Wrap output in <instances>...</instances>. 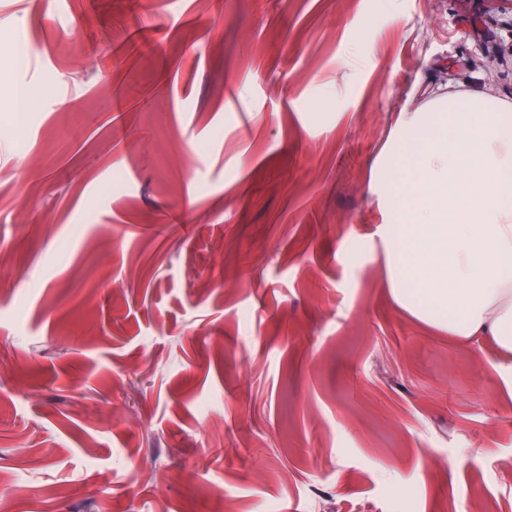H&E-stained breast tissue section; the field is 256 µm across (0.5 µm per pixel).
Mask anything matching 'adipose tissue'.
Returning <instances> with one entry per match:
<instances>
[{
    "label": "adipose tissue",
    "instance_id": "1",
    "mask_svg": "<svg viewBox=\"0 0 512 512\" xmlns=\"http://www.w3.org/2000/svg\"><path fill=\"white\" fill-rule=\"evenodd\" d=\"M369 191L397 301L512 352V107L471 92L400 112Z\"/></svg>",
    "mask_w": 512,
    "mask_h": 512
}]
</instances>
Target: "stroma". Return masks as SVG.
Returning <instances> with one entry per match:
<instances>
[{"instance_id":"stroma-1","label":"stroma","mask_w":512,"mask_h":512,"mask_svg":"<svg viewBox=\"0 0 512 512\" xmlns=\"http://www.w3.org/2000/svg\"><path fill=\"white\" fill-rule=\"evenodd\" d=\"M0 0L6 512H512V356L402 307L372 164L512 105L482 0Z\"/></svg>"}]
</instances>
